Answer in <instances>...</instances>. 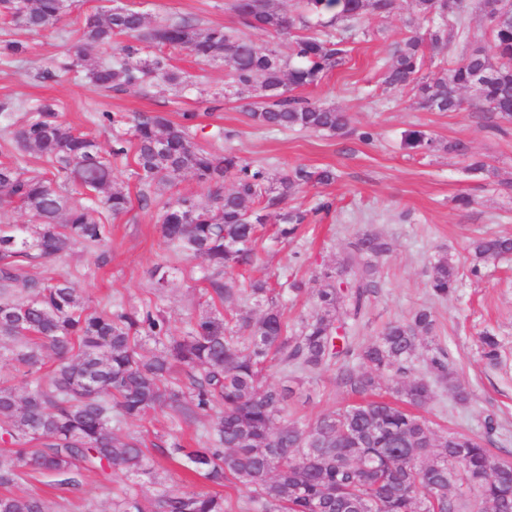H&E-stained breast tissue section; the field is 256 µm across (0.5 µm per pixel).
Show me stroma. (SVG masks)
Masks as SVG:
<instances>
[{
  "label": "stroma",
  "mask_w": 512,
  "mask_h": 512,
  "mask_svg": "<svg viewBox=\"0 0 512 512\" xmlns=\"http://www.w3.org/2000/svg\"><path fill=\"white\" fill-rule=\"evenodd\" d=\"M104 0H70L67 14L55 29L32 35L11 23L0 22L1 39L28 42V54L9 63L0 61V105L12 107L15 118L43 102L54 104L61 119L81 129L100 149H109L112 131L102 126V112L161 114L178 122L180 112H197L206 131L230 132V147L250 160L268 165L271 173L297 166L330 168L335 182L303 186L268 211L269 224L279 213L294 207L308 209L322 197L336 201L335 211L318 223L302 225L288 242L264 234L258 261L249 275L282 283H302L299 294L287 293L286 315L296 321L312 308L311 296L319 283L318 272L335 266L349 251L357 234L371 231L389 238L392 251L374 263L377 292L363 319L353 329L356 342L378 336L389 322L409 318L418 308H432L437 318L433 336L421 339L417 353L438 346L448 354L458 383L467 391L464 401L454 400L441 385H434L424 411L434 428L461 435L486 436V446L499 460L512 462V256L482 267L472 275L469 243L472 239L512 235V122L499 121L488 112H430L422 109L411 91H384L382 66L408 30L405 21L413 0H397L394 13L372 20L376 36L358 40L347 62L314 86L299 88V96L336 106L347 113L349 131L330 137L320 133L268 129L252 125L242 112L241 100L229 85V68L221 62L196 60L184 49L165 48L172 65L188 81L181 94L150 83L126 91L101 92L71 74L54 72L75 36L80 17L102 6ZM148 20L187 18L201 26L233 27L237 17L232 0H130ZM417 129L442 141L463 140L469 156L447 152H412L402 146L405 131ZM372 134L363 141L361 132ZM481 160L495 170L494 177L468 169ZM112 180L131 199L128 210L111 220L112 232L99 263L97 248L75 247L49 263L23 267L27 276L63 275L72 280L89 309L122 305L126 308L159 307L170 321L173 334H181L189 316L206 310L205 284L198 262H181L164 297L150 289L149 273L169 254L158 231L156 209L144 207L145 187L133 174L132 164H120ZM449 257L458 270L459 286L448 298L432 295L428 286L433 263ZM495 334L501 362L491 367L481 358L477 338ZM297 391L288 416L303 422L346 404L348 395L337 387L329 371L293 375ZM496 429L486 433V418ZM213 416L196 424L177 425L171 412L149 413L144 420L121 426V433L137 432L146 446L180 439L189 448L200 446ZM128 483L112 469L85 473L81 486L58 501L54 488L24 477L18 487L58 501V512H111L112 496Z\"/></svg>",
  "instance_id": "1"
}]
</instances>
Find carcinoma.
I'll return each mask as SVG.
<instances>
[{"label": "carcinoma", "instance_id": "cac0c4a2", "mask_svg": "<svg viewBox=\"0 0 512 512\" xmlns=\"http://www.w3.org/2000/svg\"><path fill=\"white\" fill-rule=\"evenodd\" d=\"M463 0H414L410 34L384 63L383 83L394 91L411 86L431 112L467 108L512 121V19L501 18L496 0H484L491 45H476L462 62L440 76L422 74L425 49L443 50L456 40L471 42ZM235 28L200 27L185 19L149 25L139 11L116 13L100 7L84 14L59 68L100 91H123L146 81L180 88L182 73L163 55L141 59L145 44L182 47L205 62L229 67L236 92H248L245 112L258 126L328 135L346 132L344 112L287 94L290 87L317 84L342 65L349 44L373 30L369 17L384 19L396 0H296V14L275 0H233ZM64 14L60 0H0V15L28 32L54 29ZM256 31L293 36L281 56L252 39ZM112 50V61L91 63L89 50ZM28 45L0 41V57L18 58ZM476 95L465 103L462 91ZM112 126L107 152L60 120L51 103H40L13 132L27 158L0 164V205L15 200L31 224H0V337L20 342L11 360L25 374L51 352L55 366L20 397L0 385V437L13 450L0 453V512H51L52 502L8 491L19 474L52 478L60 488L81 485L84 472L117 467L134 484L112 499L113 512H512V463L494 459L479 438L437 432L419 413L431 400V386L415 375L418 341L430 335L434 312L421 307L389 324L377 339L359 344L348 327L359 322L375 293L371 261L390 243L359 234L335 268L319 273L314 308L288 324L282 295L268 281L241 282L234 270L256 258L268 207L304 185H329V168L295 167L279 176L235 150L211 149L199 141L198 113H180L172 124L156 114L140 116L131 128L125 116L103 112ZM410 150L469 154L461 140L442 143L408 130ZM134 157L133 174L153 190L143 205L158 212L161 237L173 247L169 259L151 272L150 288L161 296L178 263L200 259L202 279L222 310L191 318L180 335L150 307L86 309L66 277H23L21 263L57 259L76 246L103 247L109 219L127 211L129 196L112 182V165ZM35 158L49 171L29 167ZM213 184L206 196L166 193L181 178ZM230 178L233 186L221 190ZM326 200L310 211L293 208L278 215L277 235L292 237L310 217L328 213ZM471 272L512 254V236L470 243ZM354 278H349V274ZM458 287L448 259L432 267L429 288L446 298ZM153 349L140 352L142 343ZM490 365L499 358L496 336L478 337ZM427 371L456 398L454 369L441 348L429 350ZM333 371L352 403L303 424L288 419L296 390L265 381L268 370ZM394 400L380 397L387 380ZM167 408L185 424L210 412L217 421L204 446L186 448L178 439L161 449L168 459L184 457L193 472L227 492L167 490L158 484L142 438L119 437L115 425L137 422ZM247 492L245 505L231 491Z\"/></svg>", "mask_w": 512, "mask_h": 512}]
</instances>
